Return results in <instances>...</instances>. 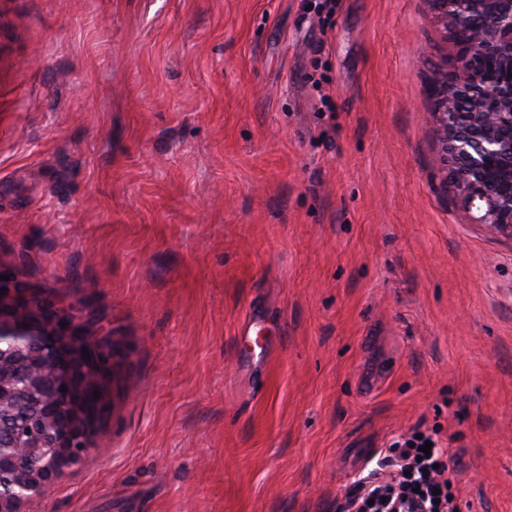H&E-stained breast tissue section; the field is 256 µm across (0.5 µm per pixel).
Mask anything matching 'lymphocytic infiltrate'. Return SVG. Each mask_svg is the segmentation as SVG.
Listing matches in <instances>:
<instances>
[{
    "label": "lymphocytic infiltrate",
    "instance_id": "f902f5d3",
    "mask_svg": "<svg viewBox=\"0 0 512 512\" xmlns=\"http://www.w3.org/2000/svg\"><path fill=\"white\" fill-rule=\"evenodd\" d=\"M435 431L415 426L386 448L376 466L346 492L338 512H459L453 497L458 451L434 443ZM431 453L421 456L423 442Z\"/></svg>",
    "mask_w": 512,
    "mask_h": 512
}]
</instances>
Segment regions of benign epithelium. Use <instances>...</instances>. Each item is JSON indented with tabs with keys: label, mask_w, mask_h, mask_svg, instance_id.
Wrapping results in <instances>:
<instances>
[{
	"label": "benign epithelium",
	"mask_w": 512,
	"mask_h": 512,
	"mask_svg": "<svg viewBox=\"0 0 512 512\" xmlns=\"http://www.w3.org/2000/svg\"><path fill=\"white\" fill-rule=\"evenodd\" d=\"M428 3L457 47L451 72L436 79V105L428 116L441 144L437 164L447 169L475 221L512 241V0ZM464 28L468 39L462 41L458 32ZM487 56L499 61L507 79H481ZM1 275L10 280L0 279V365L18 361L24 378L20 385L7 374L0 379V409L16 401L37 406L10 444L0 441V474L20 468L26 456L53 451L35 479L22 482L26 494L0 493V512H21L26 501L48 495L71 466L90 459V439L108 402L104 384L118 350L92 322L48 298L26 295L12 268L0 265ZM58 354L66 371L62 380L46 373L48 359Z\"/></svg>",
	"instance_id": "1"
}]
</instances>
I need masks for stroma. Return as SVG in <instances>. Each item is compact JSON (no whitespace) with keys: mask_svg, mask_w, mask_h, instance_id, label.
<instances>
[{"mask_svg":"<svg viewBox=\"0 0 512 512\" xmlns=\"http://www.w3.org/2000/svg\"><path fill=\"white\" fill-rule=\"evenodd\" d=\"M455 53L427 0H0V263L122 350L23 512H336L419 424L512 512V241L425 121Z\"/></svg>","mask_w":512,"mask_h":512,"instance_id":"obj_1","label":"stroma"}]
</instances>
